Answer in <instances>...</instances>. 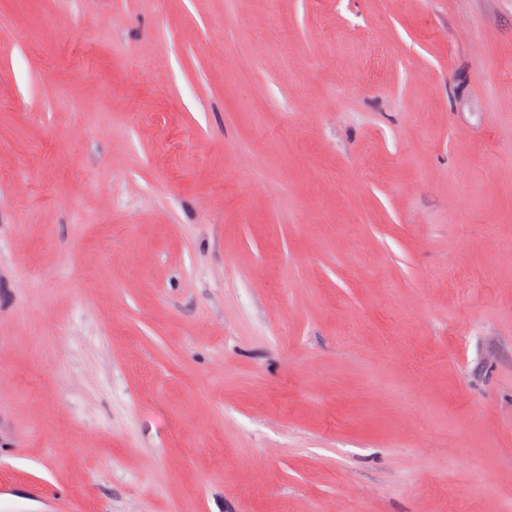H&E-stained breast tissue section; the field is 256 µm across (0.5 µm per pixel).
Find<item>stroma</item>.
Returning <instances> with one entry per match:
<instances>
[{"mask_svg": "<svg viewBox=\"0 0 512 512\" xmlns=\"http://www.w3.org/2000/svg\"><path fill=\"white\" fill-rule=\"evenodd\" d=\"M512 512V0H0V512Z\"/></svg>", "mask_w": 512, "mask_h": 512, "instance_id": "35a3bbf8", "label": "stroma"}]
</instances>
